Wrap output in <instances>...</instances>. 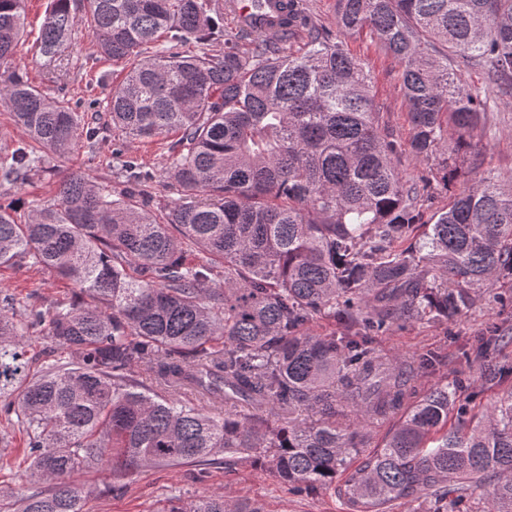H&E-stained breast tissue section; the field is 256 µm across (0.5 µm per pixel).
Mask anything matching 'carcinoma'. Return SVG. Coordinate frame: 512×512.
Returning <instances> with one entry per match:
<instances>
[{"label": "carcinoma", "mask_w": 512, "mask_h": 512, "mask_svg": "<svg viewBox=\"0 0 512 512\" xmlns=\"http://www.w3.org/2000/svg\"><path fill=\"white\" fill-rule=\"evenodd\" d=\"M290 2L272 38L220 27V0H86L83 19L51 0L33 53L56 62L87 22L100 55L124 63L103 106L29 81L14 63L26 0H0V107L24 133L0 156V189L82 135L96 149L107 128L84 116L101 108L132 142L179 134L166 168L179 198L159 212L156 174L121 147L115 199L73 173L51 200L0 206V267L46 269L88 298L31 308L22 325L0 302V413L26 432L34 485L16 512H83L90 469L119 480L179 466H249L346 512L421 500L512 512V386L475 415L478 394L438 382L419 395L414 373L372 347L403 322L462 316L512 279L511 176L484 170L425 208L459 176L448 153L485 129L487 93L512 88V0H336L334 26L297 32L304 8ZM364 31L400 66L405 141L386 132L371 67L348 47ZM219 37L224 54L204 52ZM405 158L422 170L406 175ZM191 249L207 261L188 262ZM316 317L346 334L309 332ZM34 334L78 360L33 372ZM508 341L495 332L465 361ZM392 415L369 449V426ZM485 484L491 497H475ZM160 512L266 510L214 492Z\"/></svg>", "instance_id": "obj_1"}]
</instances>
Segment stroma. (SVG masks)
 <instances>
[{
  "instance_id": "stroma-1",
  "label": "stroma",
  "mask_w": 512,
  "mask_h": 512,
  "mask_svg": "<svg viewBox=\"0 0 512 512\" xmlns=\"http://www.w3.org/2000/svg\"><path fill=\"white\" fill-rule=\"evenodd\" d=\"M50 0H28L26 4L27 35L19 44L15 63L25 70L32 83L50 95L66 90L72 99L107 101L115 77L121 76L122 64L101 57L87 27H80L74 41L66 50L59 67L43 66L32 54L30 46L36 38ZM350 50L367 59L372 66L374 94L384 115L389 132L397 139H407L410 133L408 106L403 96L398 67L392 57L382 52L368 35L358 34L348 41ZM468 160H480L484 166L496 169L502 175L512 174V93L503 91L492 95L487 112L485 134L473 141L467 153ZM88 173L113 192L122 185L115 173L109 148L88 151L79 146L68 157L51 161L48 172L30 177L20 189L0 192V205L26 209L32 201L54 197L62 178L71 172ZM512 288L502 280L487 288L476 306L467 314L449 319L447 326L416 322L394 329L386 336L377 337L374 347L387 360L415 359L427 351L438 352L444 361L435 374L422 375L417 387L448 380L463 379L466 386L480 393L482 404L492 402L498 386L484 378L479 365H466L464 349L474 346L487 334L490 324L512 327V308H500L497 293ZM15 299L17 320H24L31 306L52 302H70L78 293L69 283L58 279L45 269L17 266L0 268V298ZM27 436L16 423L0 416V512H14L19 497L27 493L30 484L25 461ZM79 480L89 490L84 501V512H159L165 501L173 496L184 498L209 491H224L227 495H243L264 505L267 512H344L341 502L327 493L298 494L288 490L270 475L249 467L227 472L210 470L197 477L191 467L151 468L126 481L121 491H112V479L105 472L91 470Z\"/></svg>"
}]
</instances>
